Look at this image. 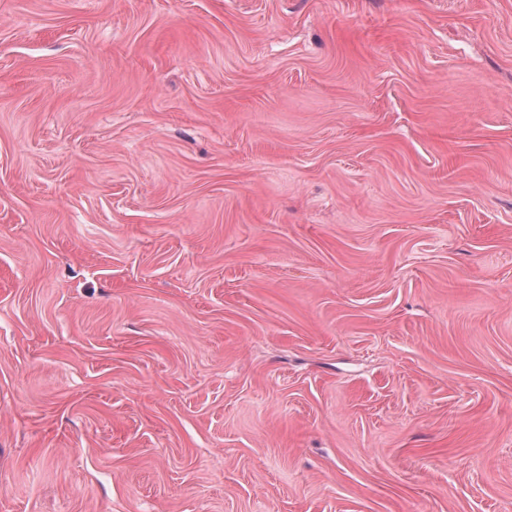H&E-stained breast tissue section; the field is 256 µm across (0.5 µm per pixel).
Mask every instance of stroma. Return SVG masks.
I'll use <instances>...</instances> for the list:
<instances>
[{
    "label": "stroma",
    "mask_w": 512,
    "mask_h": 512,
    "mask_svg": "<svg viewBox=\"0 0 512 512\" xmlns=\"http://www.w3.org/2000/svg\"><path fill=\"white\" fill-rule=\"evenodd\" d=\"M0 512H512V0H0Z\"/></svg>",
    "instance_id": "obj_1"
}]
</instances>
